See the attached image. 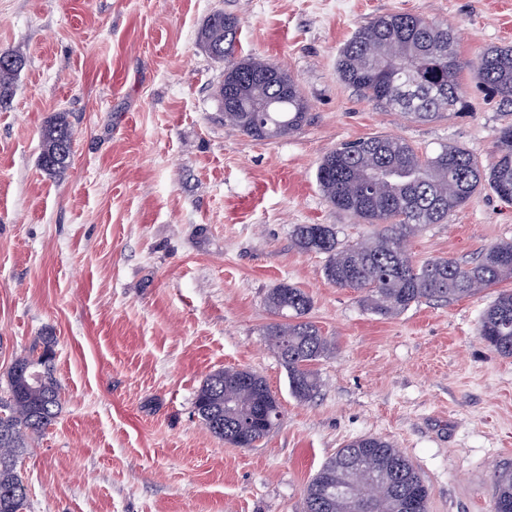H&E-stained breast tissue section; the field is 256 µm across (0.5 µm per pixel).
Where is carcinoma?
I'll return each instance as SVG.
<instances>
[{
    "mask_svg": "<svg viewBox=\"0 0 512 512\" xmlns=\"http://www.w3.org/2000/svg\"><path fill=\"white\" fill-rule=\"evenodd\" d=\"M237 20L213 15L200 32V42L216 59L228 63L218 95L232 100L236 111L224 121L256 139H277L297 131L307 120L308 103L294 79L271 63L235 59ZM0 108L9 104L15 79L25 65L22 54L4 50L0 57ZM475 77L506 102L512 103V45L483 51ZM465 68L448 27L409 13H387L360 26L340 51L336 71L342 82L374 104L417 121H433L463 103L459 81ZM73 128L59 112L42 132L39 165L60 176L70 165ZM395 171L394 177L372 193L364 175L375 168ZM317 183L336 210L364 224H379L370 241L339 242L332 224H299L295 245L302 252L326 256L324 276L341 288L364 294L367 310L386 319L425 300L452 302L482 288L512 279V242L496 244L481 258L465 265L453 258L413 259L407 239L430 224H440L478 191L488 189L512 203V126L500 130L493 160L486 166L464 147L442 145L419 153L401 138L375 135L340 144L320 161ZM267 306L279 321L267 330L270 346L288 366L289 388L300 400L319 389L310 369L330 351V342L312 322L304 320L312 306L303 290L283 283L267 296ZM479 334L502 357L512 358V291L499 293L482 315ZM51 339L42 350L32 349L8 374L0 395V512H26V487L18 460L28 439L53 424L60 408L52 372ZM271 394L265 380L245 368L218 370L197 391L194 414L215 437L236 448H254L266 436L263 429L249 436L238 432L239 415ZM372 446L353 440L338 449L317 471L307 487L305 512H349L345 500L326 498L322 491L350 476V460L363 466V479L380 473L378 512H406L404 501L417 503L414 512H427L429 488L411 461L393 445L370 437ZM494 512H512V470L498 473L493 489Z\"/></svg>",
    "mask_w": 512,
    "mask_h": 512,
    "instance_id": "cac0c4a2",
    "label": "carcinoma"
}]
</instances>
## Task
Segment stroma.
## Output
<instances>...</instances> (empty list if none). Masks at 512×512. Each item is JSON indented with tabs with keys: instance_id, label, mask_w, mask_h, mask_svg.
Returning <instances> with one entry per match:
<instances>
[{
	"instance_id": "obj_1",
	"label": "stroma",
	"mask_w": 512,
	"mask_h": 512,
	"mask_svg": "<svg viewBox=\"0 0 512 512\" xmlns=\"http://www.w3.org/2000/svg\"><path fill=\"white\" fill-rule=\"evenodd\" d=\"M218 10L238 20L239 57L297 83L309 115L293 134L257 140L225 122L226 64L198 39ZM390 12L455 27L468 62L512 45V0H0V50L26 59L0 109V389L49 336L61 398L18 462L27 512H304L321 465L364 436L414 464L428 512H492L496 475L512 469V358L478 332L496 288L384 320L293 241L298 224L335 225L344 244L378 230L318 186L341 143H451L486 164L512 124V105L469 69L464 108L429 122L343 83L338 51ZM57 112L75 139L53 178L38 157ZM510 240L512 205L483 190L408 249L472 262ZM283 282L310 295L308 319L332 343L309 400L265 336L266 297ZM231 367L260 374L281 406L255 448L193 414L206 376Z\"/></svg>"
}]
</instances>
